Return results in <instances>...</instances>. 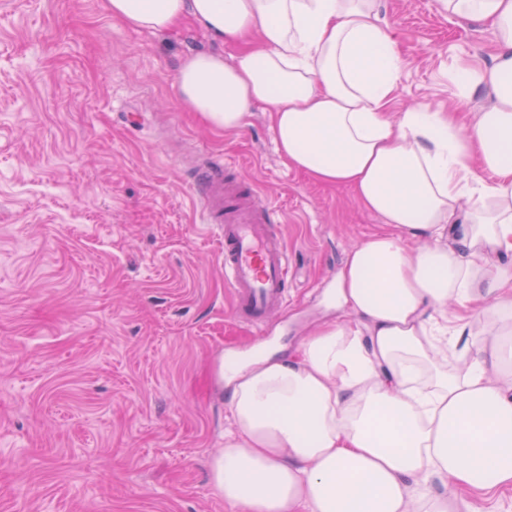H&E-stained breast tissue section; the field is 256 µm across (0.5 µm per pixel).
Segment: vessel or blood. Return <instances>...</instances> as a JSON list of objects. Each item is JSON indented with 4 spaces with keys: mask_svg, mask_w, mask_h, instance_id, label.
Segmentation results:
<instances>
[{
    "mask_svg": "<svg viewBox=\"0 0 512 512\" xmlns=\"http://www.w3.org/2000/svg\"><path fill=\"white\" fill-rule=\"evenodd\" d=\"M229 161L212 155L194 165V189L207 223L224 245V277L240 322L263 325L284 304L290 267L277 210L252 180L228 177Z\"/></svg>",
    "mask_w": 512,
    "mask_h": 512,
    "instance_id": "1",
    "label": "vessel or blood"
}]
</instances>
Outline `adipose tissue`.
<instances>
[{
  "mask_svg": "<svg viewBox=\"0 0 512 512\" xmlns=\"http://www.w3.org/2000/svg\"><path fill=\"white\" fill-rule=\"evenodd\" d=\"M438 4L496 35L490 65L454 72L492 101L466 127L424 107L390 116L401 59L378 0H104L129 27L188 16L237 46L230 63L182 59L180 105L225 131L267 105L288 165L384 224L337 274L349 320L229 369L210 482L231 512H468L432 480L512 486V264L494 261L512 255V0ZM479 319L487 333L465 341ZM444 339L465 368L441 359Z\"/></svg>",
  "mask_w": 512,
  "mask_h": 512,
  "instance_id": "obj_1",
  "label": "adipose tissue"
}]
</instances>
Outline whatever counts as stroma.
Segmentation results:
<instances>
[{
  "label": "stroma",
  "mask_w": 512,
  "mask_h": 512,
  "mask_svg": "<svg viewBox=\"0 0 512 512\" xmlns=\"http://www.w3.org/2000/svg\"><path fill=\"white\" fill-rule=\"evenodd\" d=\"M402 61L391 116L487 109L457 63L486 65L487 25L437 0H379ZM219 45L102 0H0V512H227L210 485L230 353H293L335 319L345 255L382 221L278 154L266 105L224 132L175 95L182 58ZM238 164L278 210L292 277L263 328L237 322L222 247L185 154Z\"/></svg>",
  "instance_id": "35a3bbf8"
}]
</instances>
